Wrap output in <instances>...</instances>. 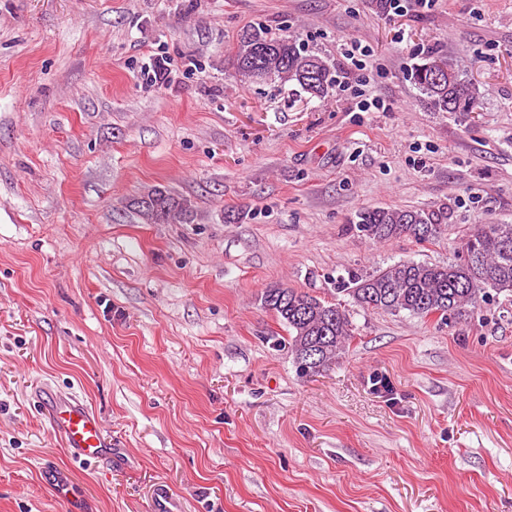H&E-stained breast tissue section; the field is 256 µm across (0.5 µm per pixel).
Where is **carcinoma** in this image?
Returning <instances> with one entry per match:
<instances>
[{
  "instance_id": "cac0c4a2",
  "label": "carcinoma",
  "mask_w": 512,
  "mask_h": 512,
  "mask_svg": "<svg viewBox=\"0 0 512 512\" xmlns=\"http://www.w3.org/2000/svg\"><path fill=\"white\" fill-rule=\"evenodd\" d=\"M240 81L292 86L308 99H323L335 83L328 61L288 34L272 36L259 27L241 31L233 51ZM443 65L434 75L429 64ZM410 79L435 112L469 114L477 111L478 85L461 78L453 60L429 51L415 65ZM133 206L153 224H186L191 201L162 189L149 192ZM448 226V211L375 207L358 214L357 230L375 241L411 236L419 242L438 238ZM336 293L363 310L425 318H460L477 310L492 295L512 296V224H475L462 245V255L448 264L399 260L385 268L355 272L336 281ZM261 307L273 312L288 329V348L296 368L310 376L336 364L346 353L352 322L342 302L325 300L295 288L270 285L260 296Z\"/></svg>"
}]
</instances>
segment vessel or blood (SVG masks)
<instances>
[{
  "instance_id": "obj_1",
  "label": "vessel or blood",
  "mask_w": 512,
  "mask_h": 512,
  "mask_svg": "<svg viewBox=\"0 0 512 512\" xmlns=\"http://www.w3.org/2000/svg\"><path fill=\"white\" fill-rule=\"evenodd\" d=\"M49 414L77 461L87 462L103 455L105 438L100 420L84 402L76 398L58 400L50 406Z\"/></svg>"
}]
</instances>
